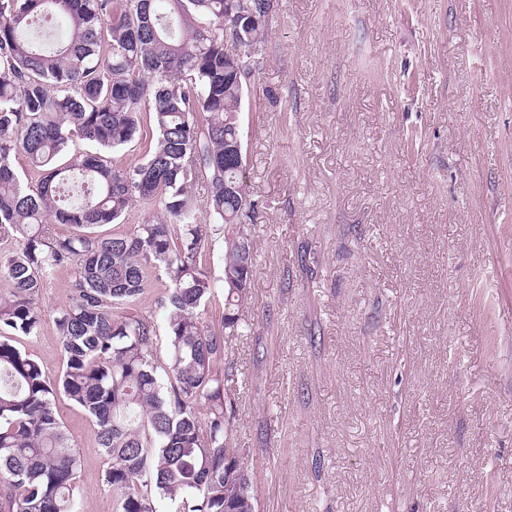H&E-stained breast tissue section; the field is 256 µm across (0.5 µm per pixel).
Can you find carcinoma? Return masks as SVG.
Returning <instances> with one entry per match:
<instances>
[{
	"label": "carcinoma",
	"mask_w": 512,
	"mask_h": 512,
	"mask_svg": "<svg viewBox=\"0 0 512 512\" xmlns=\"http://www.w3.org/2000/svg\"><path fill=\"white\" fill-rule=\"evenodd\" d=\"M237 12L236 0H0V242L17 244L0 251V512H83L60 395L112 458L105 480L119 512H158L159 499L167 512H257L247 455L231 441L224 365L255 270L239 63L257 54L268 14ZM50 13L69 35L47 45L28 30ZM228 34L238 61L224 55ZM144 115L141 161H111L141 138ZM19 153L39 177L33 193L14 170ZM135 201L162 205L164 217L102 231ZM215 237L224 311L208 327L199 309L216 282L202 263ZM63 268L75 284L54 319L64 364L52 381L15 338L40 335L42 288ZM153 271L169 281L163 377L156 325L131 312Z\"/></svg>",
	"instance_id": "obj_1"
}]
</instances>
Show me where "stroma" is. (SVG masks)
<instances>
[{
	"label": "stroma",
	"instance_id": "obj_1",
	"mask_svg": "<svg viewBox=\"0 0 512 512\" xmlns=\"http://www.w3.org/2000/svg\"><path fill=\"white\" fill-rule=\"evenodd\" d=\"M242 135L257 266L224 385L258 512H512V0H275ZM73 284L16 339L51 379ZM56 407L85 512H118Z\"/></svg>",
	"mask_w": 512,
	"mask_h": 512
}]
</instances>
